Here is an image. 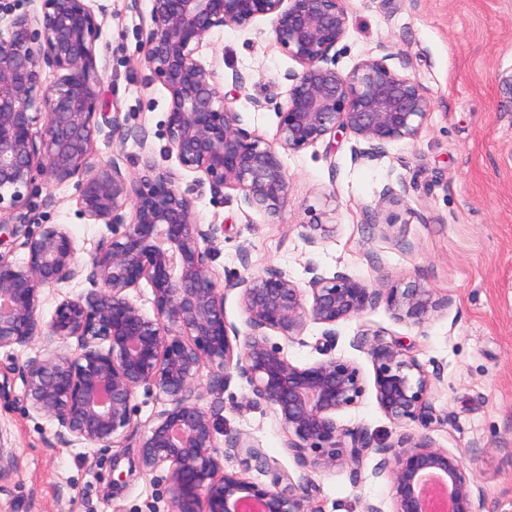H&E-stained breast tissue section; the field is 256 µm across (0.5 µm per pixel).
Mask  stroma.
<instances>
[{"instance_id": "1", "label": "stroma", "mask_w": 512, "mask_h": 512, "mask_svg": "<svg viewBox=\"0 0 512 512\" xmlns=\"http://www.w3.org/2000/svg\"><path fill=\"white\" fill-rule=\"evenodd\" d=\"M95 3L103 8L100 105L118 114L121 131L97 135L94 160L113 159L137 173L148 158L174 171L180 188L193 191L199 222L224 227L214 243L221 276L242 273L244 249L252 270L280 267L301 284L312 259L329 276L345 271L373 288L415 284L447 301L420 326L396 320L383 304L337 326L335 354L354 362L367 386L337 420L363 428L377 444L416 433L415 424L393 423L381 411L371 359L355 344L363 334L398 341L436 379L434 445L463 455L496 512H512V95L498 83L512 72V0H346L349 30L336 47L337 70L386 58L419 84L430 111L417 139L390 144L377 160L352 163L355 139L345 133L286 154L291 203L276 220L241 206L236 190L218 196L195 185L194 174L167 157L168 95L150 83L140 49L150 0ZM201 59L217 63L224 93L247 128L274 141L275 105L286 99L298 65L277 48L269 22L214 32ZM389 187L401 199L394 209L383 200ZM29 200L32 223L65 225L80 260L108 233L82 217L75 182L38 185ZM392 209L401 223H375V214ZM316 221L336 231L313 248L303 234ZM42 350L39 342L0 350V446L19 464L0 478V512H171L163 472L133 475L113 492L111 452L62 444L57 423L28 410L15 367ZM206 403L224 420L218 442L246 434L270 465L295 480L304 475L279 421L244 380L231 377ZM379 460L371 453L360 472L339 465L315 474L313 493L324 512H362L368 503L390 512L392 483L376 474Z\"/></svg>"}]
</instances>
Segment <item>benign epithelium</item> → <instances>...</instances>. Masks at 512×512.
<instances>
[{"mask_svg": "<svg viewBox=\"0 0 512 512\" xmlns=\"http://www.w3.org/2000/svg\"><path fill=\"white\" fill-rule=\"evenodd\" d=\"M38 6L0 26V349L40 340L60 348L27 359L17 372L33 412L57 422L62 442L118 447L139 436L128 469L118 471V491L134 473L166 472L173 512H323L309 475L294 481L270 466L252 439L237 435L228 446L254 461L267 482H248L224 468L216 444L221 419L204 406L205 395L237 375L282 426L285 447L316 471L345 464L360 468L370 451L383 455L393 512H431L442 492L448 512H491L475 493L472 468L461 455L438 448L426 433L435 420L432 381L418 360L391 342L368 345L377 403L392 422L415 423L417 434L397 445L373 446L359 429L338 425L336 415L366 393L359 367L332 355L336 326L386 303L394 318L415 325L448 307L425 288L385 292L343 271L331 277L308 264L303 289L288 271L268 266L225 280L212 266L222 224H201L190 191L175 174L147 160L130 176L115 162L93 161L102 125L119 131L117 118L99 121L101 75L96 42L101 24L93 0H36ZM150 24L141 40L150 82L168 93L164 123L167 152L179 167L198 174L197 185L215 194L240 193L247 208L278 218L290 203L283 154L299 152L344 130L355 138L352 158L378 159L387 146L416 139L430 110L417 82L394 72L386 58H367L343 75L333 50L348 31L345 0H150ZM270 22L278 47L301 69L288 75L285 103L277 104L278 135L266 143L243 126L215 68L199 52L214 31ZM55 80L47 84L46 70ZM81 181V213L106 224L81 262L77 243L62 224L30 229L24 210L36 182ZM131 208L130 222L123 211ZM25 260L13 258L14 250ZM83 278L92 289L57 301L49 321L45 290ZM146 282L153 314L129 298ZM238 293L243 333L227 320L224 299ZM309 322L324 327L316 347L324 358L290 362L269 332L294 342ZM211 366L208 385L200 381ZM160 401L138 433V390Z\"/></svg>", "mask_w": 512, "mask_h": 512, "instance_id": "benign-epithelium-1", "label": "benign epithelium"}]
</instances>
